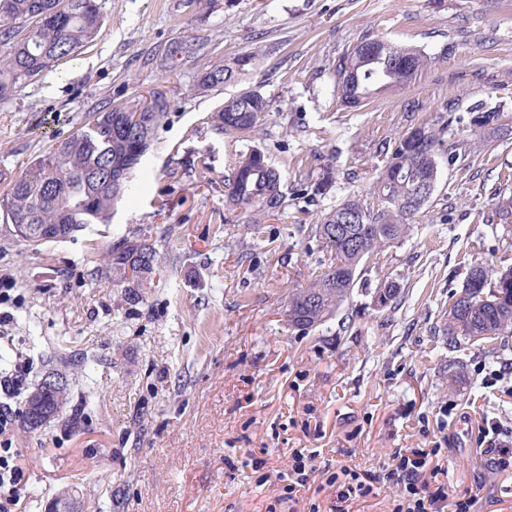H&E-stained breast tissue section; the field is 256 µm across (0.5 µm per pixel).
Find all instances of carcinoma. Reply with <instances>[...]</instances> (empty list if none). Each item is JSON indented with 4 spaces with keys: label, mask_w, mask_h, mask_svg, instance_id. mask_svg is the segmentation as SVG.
Returning <instances> with one entry per match:
<instances>
[{
    "label": "carcinoma",
    "mask_w": 512,
    "mask_h": 512,
    "mask_svg": "<svg viewBox=\"0 0 512 512\" xmlns=\"http://www.w3.org/2000/svg\"><path fill=\"white\" fill-rule=\"evenodd\" d=\"M103 23L97 0H0V101L75 55L98 36ZM196 38L177 39L162 52L164 64L181 58H203ZM260 60L256 50L232 61L210 60L197 75L195 91L207 92L235 83ZM430 61L412 48L379 36H365L340 57L334 69L336 93L343 105L368 103L378 87H401ZM272 100L245 91L224 101L214 116L213 130L227 136L251 135L271 111ZM170 109L168 98L152 93L122 103L107 102L87 121L10 179L0 209L6 223L29 229L22 241L39 246L43 225L63 224L69 237L89 224H107L126 191L128 179L151 147ZM503 113L477 112L472 124L480 134L505 138ZM448 130L445 119H424L389 143L383 165L370 189L371 199L350 195L315 225V234L331 262L306 285L288 292V322L306 331L331 320L350 298L357 270L384 248L408 236L417 214L405 201L423 186H437V146ZM233 209L261 224L285 203L279 171L266 152L246 147L225 179ZM107 262L120 279H147L159 264V252L144 238H123L112 245ZM512 335V266L471 269L466 287L448 308L443 338L448 348L462 339L484 343Z\"/></svg>",
    "instance_id": "1"
}]
</instances>
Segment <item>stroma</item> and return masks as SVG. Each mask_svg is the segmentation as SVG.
Segmentation results:
<instances>
[{"label":"stroma","instance_id":"1","mask_svg":"<svg viewBox=\"0 0 512 512\" xmlns=\"http://www.w3.org/2000/svg\"><path fill=\"white\" fill-rule=\"evenodd\" d=\"M102 4L96 40L62 63L64 79L40 76L0 102V194L105 101L161 92L171 108L111 223L35 248L0 218V346L32 361L29 383L50 365L75 377L47 428L13 424L27 478L19 512H48L71 488L78 512H303L281 497L291 449L375 470L391 449L423 447L421 415L448 401L512 427V395L486 392L478 373L505 368L512 385V343L492 354L435 342L471 268L512 264V233L490 222L498 195L512 196L498 180L512 168V136L479 155L471 124L481 108L512 118V0H218L206 15L179 0ZM367 34L431 62L347 108L333 67ZM190 35L211 58L256 47L263 57L242 81L200 94V61H153ZM246 90L273 102L254 142L286 194L256 228L225 196L244 144L212 130L225 99ZM443 112L439 181L408 237L368 263L335 319L291 326L289 290L328 260L311 226L368 189L385 142ZM328 169L330 192L300 198ZM144 236L162 256L157 273L139 286L113 279L109 248ZM391 281L401 301L378 310ZM458 367L465 377L449 385ZM434 435L450 442L451 484L512 512V479L487 472L474 429L452 421ZM262 448L258 475L251 454Z\"/></svg>","mask_w":512,"mask_h":512}]
</instances>
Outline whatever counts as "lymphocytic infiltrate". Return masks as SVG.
Masks as SVG:
<instances>
[{"label":"lymphocytic infiltrate","mask_w":512,"mask_h":512,"mask_svg":"<svg viewBox=\"0 0 512 512\" xmlns=\"http://www.w3.org/2000/svg\"><path fill=\"white\" fill-rule=\"evenodd\" d=\"M27 364L16 365L14 371L0 375V512H12L23 494L25 476L18 466L19 453L8 445L7 437L13 425L11 399L17 398L24 387ZM480 454L489 469L497 474L512 476V429L497 418H483L478 427ZM439 446L429 448H396L389 462L379 470L356 471L341 467L327 478L334 487V499L328 512H361V507L376 496L383 485L397 489L394 512H478V493L458 489L448 483V471L439 462ZM320 452L315 448H297L289 455L288 482L283 491L288 500L305 499L316 482L321 468L317 464Z\"/></svg>","instance_id":"obj_1"}]
</instances>
